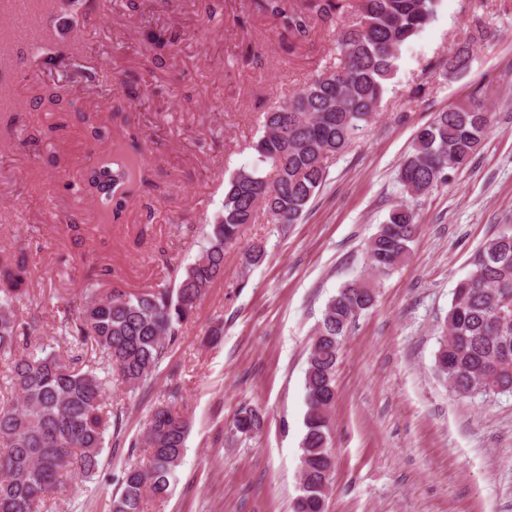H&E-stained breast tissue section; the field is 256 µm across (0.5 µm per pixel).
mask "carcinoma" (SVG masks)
<instances>
[{
	"instance_id": "carcinoma-1",
	"label": "carcinoma",
	"mask_w": 512,
	"mask_h": 512,
	"mask_svg": "<svg viewBox=\"0 0 512 512\" xmlns=\"http://www.w3.org/2000/svg\"><path fill=\"white\" fill-rule=\"evenodd\" d=\"M440 0H306L301 9L284 0H258L294 43L307 39L312 20L336 24L337 63L324 67L263 113L254 144L257 162L239 167L224 186L222 210L209 224L197 260L174 271L171 288L127 293L89 283L76 312L56 326L68 356L40 349L17 353L20 342L42 332L37 318L20 321L29 296L28 259L20 252L0 264V356L11 360L12 402L0 407V512H40L63 480L88 481L99 473L106 435L121 431L122 413L109 407L112 383L129 391L144 386L182 324L224 273L228 248L263 212L273 224H297L327 177V160L344 152L375 117L396 72L400 48L436 17ZM470 40L448 58V73L470 69ZM486 106L471 101L438 113L415 132L398 176L409 196L450 183L467 168L491 122ZM101 206L120 214L134 193L121 161L100 160L87 176ZM417 224L413 210L394 207L366 248L371 270L387 275L408 256ZM469 274L456 283L445 318L449 335L439 342L435 365L448 391L460 398L512 393V234L503 233L473 255ZM373 289L361 279L345 283L327 302L314 331L305 372V434L301 441L299 494L292 512H326L333 461L329 414L336 400L338 354L353 319L368 309ZM99 351L81 364L84 349ZM264 416L245 405L230 433L250 436ZM188 422L160 404L143 437L146 460L127 466L111 512H143L145 498L162 500L185 448Z\"/></svg>"
}]
</instances>
